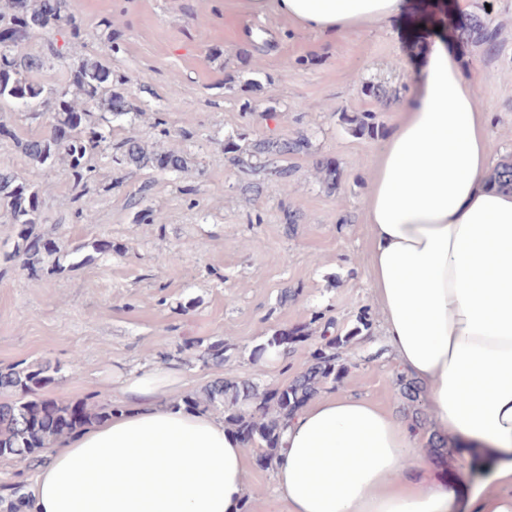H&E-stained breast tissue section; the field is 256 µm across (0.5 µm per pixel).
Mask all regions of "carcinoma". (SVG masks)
Masks as SVG:
<instances>
[{
    "label": "carcinoma",
    "instance_id": "carcinoma-1",
    "mask_svg": "<svg viewBox=\"0 0 512 512\" xmlns=\"http://www.w3.org/2000/svg\"><path fill=\"white\" fill-rule=\"evenodd\" d=\"M65 21L63 0H0V102L9 101L40 116V108H51L50 134L23 143L29 159L37 165L67 163L74 190H85L93 178L92 157L110 154L118 166L138 170L182 173L188 169L187 158L173 149H148L130 136L112 141V133L102 131L95 113L119 118L134 107L122 91L112 88V67L99 59H88L75 71L69 86L45 88L29 80V72L38 65L30 56L31 40L51 25ZM465 43L481 46L492 55L498 47L495 29L478 15L465 18ZM359 134H374L372 115H342ZM308 141L296 138L263 139L255 142L249 153L235 157V163L246 175L263 176L282 182L291 170L280 165V159L303 152ZM489 181L506 184L512 189V158L500 161L490 173ZM48 187L17 182L14 175L0 169V206H4L11 223L18 229V241L8 258L37 271L36 264L57 255L61 247L51 248L54 240L38 230L43 196ZM370 318L362 312L359 326L345 335L323 328L306 367L282 387L262 389L249 379L217 377L201 389L182 397L183 404L203 412H220L224 423L250 447L256 449L258 462L269 467L279 445L281 426L292 414L314 398L327 385L336 386L345 375L343 349L350 340L369 329ZM309 334L302 328L271 336L256 349L260 358L270 349L288 348L305 341ZM231 344L222 339L198 350L197 360L203 364L222 365ZM59 368L49 361L20 363L0 368V457L20 458L36 462L40 455L60 440L78 432L91 421L109 418L121 410L112 400L97 401L95 396L61 404L41 399L38 392L55 380ZM399 393L404 400L405 417L411 429L424 430L418 407L421 390L404 375L396 376ZM29 502L20 482L0 486V512H27Z\"/></svg>",
    "mask_w": 512,
    "mask_h": 512
}]
</instances>
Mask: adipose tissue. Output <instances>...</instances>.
<instances>
[{
	"mask_svg": "<svg viewBox=\"0 0 512 512\" xmlns=\"http://www.w3.org/2000/svg\"><path fill=\"white\" fill-rule=\"evenodd\" d=\"M335 38L403 24L409 0H245ZM451 26L422 25L411 88L363 199L369 286L424 433L354 393L316 399L280 434L282 512H512V190L487 179L480 80ZM122 411L47 449L31 512H239L248 450L223 417L179 406L180 370L116 374ZM460 449L429 456L430 440Z\"/></svg>",
	"mask_w": 512,
	"mask_h": 512,
	"instance_id": "1",
	"label": "adipose tissue"
}]
</instances>
